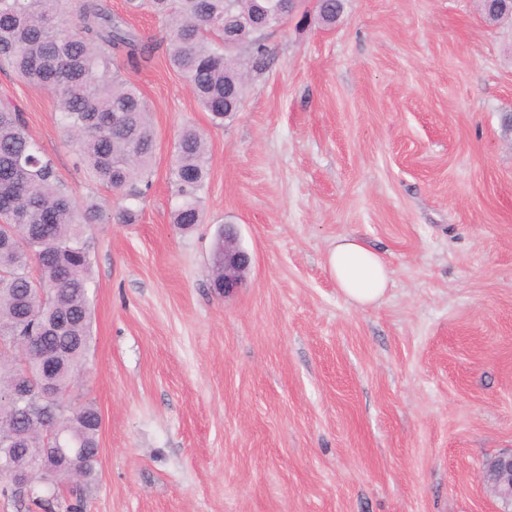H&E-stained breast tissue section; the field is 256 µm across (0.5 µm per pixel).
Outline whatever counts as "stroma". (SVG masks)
Masks as SVG:
<instances>
[{
	"label": "stroma",
	"instance_id": "1",
	"mask_svg": "<svg viewBox=\"0 0 512 512\" xmlns=\"http://www.w3.org/2000/svg\"><path fill=\"white\" fill-rule=\"evenodd\" d=\"M149 63L117 58L156 140L133 223L58 127L56 100L0 67L86 226L93 341L79 380L98 408L87 512H499L481 466L512 450V22L475 0H344L335 27L268 34L243 107L211 122L168 61L166 28L102 0ZM202 131L205 221L172 222L168 170ZM253 263L211 286L220 228ZM354 234L392 271L348 305L326 257Z\"/></svg>",
	"mask_w": 512,
	"mask_h": 512
}]
</instances>
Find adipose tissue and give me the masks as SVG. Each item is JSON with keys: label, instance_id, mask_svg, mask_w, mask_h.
Here are the masks:
<instances>
[{"label": "adipose tissue", "instance_id": "1", "mask_svg": "<svg viewBox=\"0 0 512 512\" xmlns=\"http://www.w3.org/2000/svg\"><path fill=\"white\" fill-rule=\"evenodd\" d=\"M327 266L345 301L358 308L379 304L390 281L384 259L354 235L338 237Z\"/></svg>", "mask_w": 512, "mask_h": 512}]
</instances>
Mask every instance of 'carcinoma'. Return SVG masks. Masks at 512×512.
I'll return each instance as SVG.
<instances>
[{
    "label": "carcinoma",
    "instance_id": "1",
    "mask_svg": "<svg viewBox=\"0 0 512 512\" xmlns=\"http://www.w3.org/2000/svg\"><path fill=\"white\" fill-rule=\"evenodd\" d=\"M167 22V52L201 107L212 119L237 112L246 75L266 68L268 47L257 29L269 18L272 0H130ZM318 18L336 23L342 0H318ZM250 48L247 61L224 48V24ZM150 46L138 41L101 0H0V65L28 85L55 96L54 118L103 186L125 202L119 221L135 219L151 188L155 139L149 110L138 88L109 74L112 59L125 55L138 66ZM203 133L184 128L174 144L169 177L177 203L173 223L188 230L204 223L201 191L208 177ZM103 221L101 208L81 205L60 182L52 160L26 132L19 110L0 104V492L16 495L5 461L19 454L33 463L32 494L41 512H55L40 488L68 486L65 512H85L84 486L97 475L101 418L91 402L72 395L92 340L89 288L92 279L87 224ZM224 237L212 255V287L223 275ZM50 380L55 397L18 387ZM83 449L81 474L65 462L43 471L54 455L48 434Z\"/></svg>",
    "mask_w": 512,
    "mask_h": 512
}]
</instances>
